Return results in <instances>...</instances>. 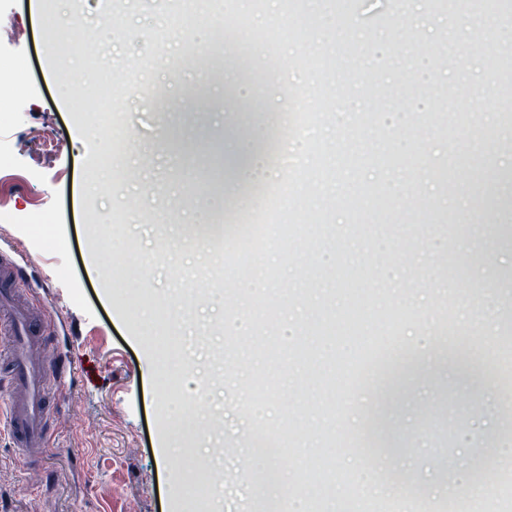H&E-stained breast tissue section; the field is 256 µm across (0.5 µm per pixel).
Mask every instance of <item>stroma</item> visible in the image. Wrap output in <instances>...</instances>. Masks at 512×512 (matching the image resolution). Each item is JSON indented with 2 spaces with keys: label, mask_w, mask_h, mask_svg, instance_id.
<instances>
[{
  "label": "stroma",
  "mask_w": 512,
  "mask_h": 512,
  "mask_svg": "<svg viewBox=\"0 0 512 512\" xmlns=\"http://www.w3.org/2000/svg\"><path fill=\"white\" fill-rule=\"evenodd\" d=\"M0 0V64L20 70L0 101V239L27 257L32 282L48 281L49 320L66 321L54 351L78 372L55 445L24 467L0 430V512H289L278 493L344 491L361 458L379 481L405 485L412 502L459 512L465 492L512 495L500 482L512 444V195L500 178L512 141V99L497 88L469 96L501 60L512 12L424 14L398 0H204L207 22L176 37L168 0ZM481 32L468 64L430 81L409 78L423 47ZM233 56L279 63L251 109L278 117L274 139L307 125V163L296 179L272 168L245 206L225 208L223 85L210 89L204 161L177 151L170 128L193 101L217 42ZM380 68L396 96L351 92ZM488 143L481 164L448 167L436 155L452 136L448 115ZM108 166L126 187L90 195L85 180ZM421 174L423 187L412 183ZM48 216L50 229L33 220ZM223 220L222 239L183 235ZM207 269H200L199 259ZM267 280L278 293L231 288ZM322 316L328 340L313 326ZM233 335H225V325ZM446 339L487 378L478 401L457 389L441 404L415 386L386 427L366 393L392 365ZM304 342L308 361L292 355ZM365 396L358 426L344 423ZM189 420L182 445L165 450ZM466 438L453 458L438 449L450 427ZM273 442L277 463L254 450Z\"/></svg>",
  "instance_id": "35a3bbf8"
}]
</instances>
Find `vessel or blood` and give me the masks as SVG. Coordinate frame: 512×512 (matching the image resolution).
<instances>
[{
	"instance_id": "vessel-or-blood-1",
	"label": "vessel or blood",
	"mask_w": 512,
	"mask_h": 512,
	"mask_svg": "<svg viewBox=\"0 0 512 512\" xmlns=\"http://www.w3.org/2000/svg\"><path fill=\"white\" fill-rule=\"evenodd\" d=\"M22 257L12 248H0V332L10 345L0 352V370L7 379L8 425L11 444L26 464L48 456L53 447L52 426L58 409L49 388L63 393L77 378L60 367L49 339L57 332L38 298L21 286Z\"/></svg>"
}]
</instances>
